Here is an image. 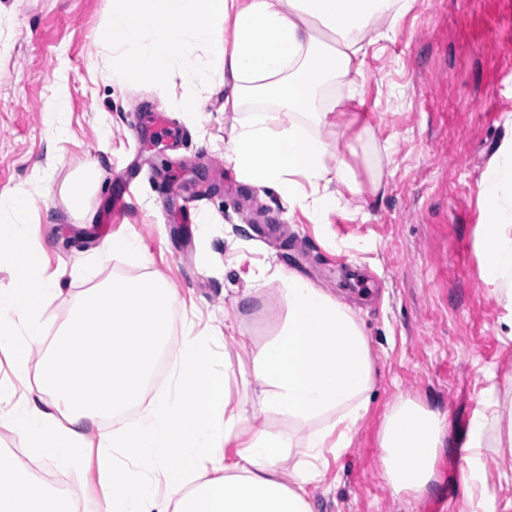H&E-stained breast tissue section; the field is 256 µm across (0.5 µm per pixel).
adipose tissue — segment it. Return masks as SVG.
I'll return each instance as SVG.
<instances>
[{
	"label": "adipose tissue",
	"instance_id": "obj_1",
	"mask_svg": "<svg viewBox=\"0 0 512 512\" xmlns=\"http://www.w3.org/2000/svg\"><path fill=\"white\" fill-rule=\"evenodd\" d=\"M409 0H113L97 39L112 79L124 86L183 78L186 111H199L200 87L216 82L232 108L263 102L232 123L227 158L245 183L275 190L289 207L325 223L343 194L360 195L338 149L339 116L362 106L359 78L368 46L395 34ZM292 116L278 127L280 113ZM485 219L477 257L486 280L512 305V141L482 180ZM29 199H9L0 216V260L12 262L13 288L0 289V353L14 382L0 380V403L28 453L0 464V512H312L307 485L326 452L350 447L369 410L376 367L356 313L324 289L275 271L286 315L273 337L252 344L253 388L232 403L229 362L212 339L184 343L173 382L148 385L172 334L177 295L155 272L113 278L67 298L43 272V253L26 240ZM68 305L53 324L46 311ZM45 344L30 370L32 344ZM26 393L15 390L16 383ZM138 414H131V407ZM287 416L285 430L255 419ZM497 411L482 412L461 440L469 453L466 493L483 487L481 451L512 447ZM448 435V417L403 398L380 432L382 477L395 494L423 496ZM299 454L291 484L278 473ZM49 460L100 496L76 500L37 479ZM166 494L157 497L155 486Z\"/></svg>",
	"mask_w": 512,
	"mask_h": 512
}]
</instances>
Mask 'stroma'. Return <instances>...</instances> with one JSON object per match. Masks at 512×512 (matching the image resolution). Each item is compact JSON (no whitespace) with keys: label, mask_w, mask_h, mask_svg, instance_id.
Here are the masks:
<instances>
[{"label":"stroma","mask_w":512,"mask_h":512,"mask_svg":"<svg viewBox=\"0 0 512 512\" xmlns=\"http://www.w3.org/2000/svg\"><path fill=\"white\" fill-rule=\"evenodd\" d=\"M111 13L112 0H0V195L33 197L30 235L65 295L161 273L179 302L151 389L168 385L190 325L222 334L237 401L253 381L239 364L240 334L264 341L278 320L230 328L225 308L275 269L302 276L354 310L377 368L350 448L328 457L308 487L313 512H481L463 492L468 466L456 440L487 388L501 413H512V306L477 260L481 176L512 139V0H411L395 38L368 47L371 129L349 126L339 142L363 194L344 195L323 224L274 190L241 182L225 158L232 121L250 120L253 105L226 109L223 90L205 86L193 119L179 75L160 86L112 82L97 40ZM61 78L70 102L62 134L42 118ZM372 147L381 156L376 179L361 159ZM91 165L104 176L80 215L67 189ZM128 235L142 238L147 262L101 256L107 239ZM91 257L93 279L74 275ZM401 397L448 416L436 479L416 499L394 494L381 475L378 433ZM482 462L495 512H512V451H483Z\"/></svg>","instance_id":"35a3bbf8"}]
</instances>
